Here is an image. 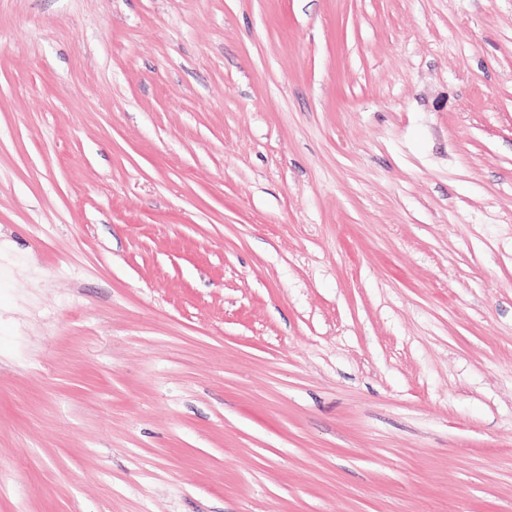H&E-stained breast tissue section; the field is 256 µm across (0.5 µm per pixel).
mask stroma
Listing matches in <instances>:
<instances>
[{
	"label": "stroma",
	"mask_w": 512,
	"mask_h": 512,
	"mask_svg": "<svg viewBox=\"0 0 512 512\" xmlns=\"http://www.w3.org/2000/svg\"><path fill=\"white\" fill-rule=\"evenodd\" d=\"M0 512H512V0H0Z\"/></svg>",
	"instance_id": "1"
}]
</instances>
